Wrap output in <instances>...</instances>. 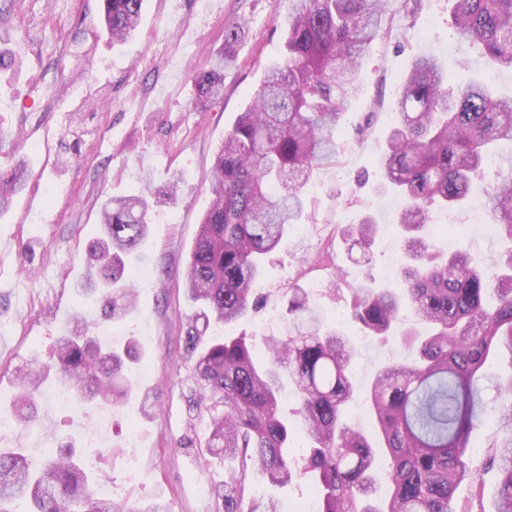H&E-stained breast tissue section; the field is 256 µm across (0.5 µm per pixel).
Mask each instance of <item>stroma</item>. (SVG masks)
Masks as SVG:
<instances>
[{"mask_svg":"<svg viewBox=\"0 0 512 512\" xmlns=\"http://www.w3.org/2000/svg\"><path fill=\"white\" fill-rule=\"evenodd\" d=\"M449 0H420L413 27L378 37L359 74L353 100L336 138L335 159L323 162L303 187L306 212L264 260L254 288L264 300L250 319L210 327V335L243 336L265 354L264 336L285 333L283 300L290 288L310 290L328 322H340L358 355L352 364L356 396L349 422L367 437L376 425L367 405L378 367L403 353L401 338L381 343L362 338L345 303L367 281L389 284L392 222L398 199L383 193L372 160L386 146L396 114L397 83L413 56L441 55L451 82L485 73L478 50L451 36ZM286 0H143L132 39L113 44L101 21L102 0H0V166L10 152L30 170L25 190L0 213V402L9 403L16 370L31 359L47 361L81 305L86 276L83 254L100 236L103 200L150 186L160 201L138 265L153 279L138 289L136 304L113 324L115 340L134 339L140 355L126 404L84 401L69 408L44 386L37 429L28 444L32 459L61 441L74 442L93 471L105 473L113 500L139 508L161 499L172 512H217L213 492L224 482L219 460L204 459L205 410L192 409L190 362L181 336L193 311L185 273L200 219L209 206L215 154L239 112L283 53ZM244 20L246 31L235 65L224 74L222 98L198 109L193 75L206 69L224 45V29ZM67 165H60V157ZM178 181L173 198L164 193ZM375 217L381 232L364 253L349 251L342 226L362 215ZM467 210L445 214L456 245L470 246L486 264L502 252L496 235L467 223ZM107 414L111 428L101 447H84L86 417ZM497 427L485 419L474 429L467 458L482 477L481 506L490 512L497 474L487 463L488 440ZM209 483L199 495L196 480Z\"/></svg>","mask_w":512,"mask_h":512,"instance_id":"obj_1","label":"stroma"}]
</instances>
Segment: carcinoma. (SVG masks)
<instances>
[{
  "label": "carcinoma",
  "instance_id": "1",
  "mask_svg": "<svg viewBox=\"0 0 512 512\" xmlns=\"http://www.w3.org/2000/svg\"><path fill=\"white\" fill-rule=\"evenodd\" d=\"M285 53L265 73L251 104L224 134L212 167V201L203 215L186 274L196 309L187 317L184 349L194 358L190 378L199 401H208L206 453L229 468L217 498L224 512H276L273 501L247 499V469L273 486L305 479L319 512H473L454 501L468 482L474 499L483 488L466 462L469 438L486 413L501 436L493 438L491 465L499 472L493 512H512V375L491 410L477 382L488 357L512 353V172L486 191L483 206L507 247L492 268L466 249L447 254L429 241L434 210L473 202L475 176L495 148L512 144V95L480 77L454 87L434 55H418L401 77L394 102L397 120L375 165L381 188L400 197L395 225L403 238L402 285L397 291L365 285L353 293V317L370 336L393 334L404 307L428 327L408 332L412 359L375 374L371 409L377 442L344 419L352 397L349 367L356 350L338 327L326 323L303 288L288 289L287 334L266 338L265 361L255 359L245 337L214 340L198 351L209 326L232 324L256 308L254 281L263 258L288 229L301 222V188L311 170L336 154L347 105L359 94L357 71L380 33L410 28L417 0H404L399 19L385 0H287ZM453 32L480 47L492 68L512 67V0H449ZM143 0H103L112 43H125L137 28ZM243 23L224 29V48L210 68L193 77L195 102L222 97L224 72L233 67ZM29 180L26 162L0 169V212ZM149 189L101 205L102 237L86 249L87 279L80 292L93 297L105 318L130 313L134 288L126 260L149 233ZM379 224L366 214L343 229L350 246L366 252ZM133 343L112 342L75 329L60 337L52 365L31 363L18 375L8 415L22 430L33 426L36 397L54 377L81 399L115 405L131 393L126 376ZM294 383L297 413L309 443L301 458L290 454L288 423L278 414L283 374ZM388 492L375 498L376 472ZM100 478L86 470L74 446L42 462L25 448H0V512H130L98 495Z\"/></svg>",
  "mask_w": 512,
  "mask_h": 512
}]
</instances>
